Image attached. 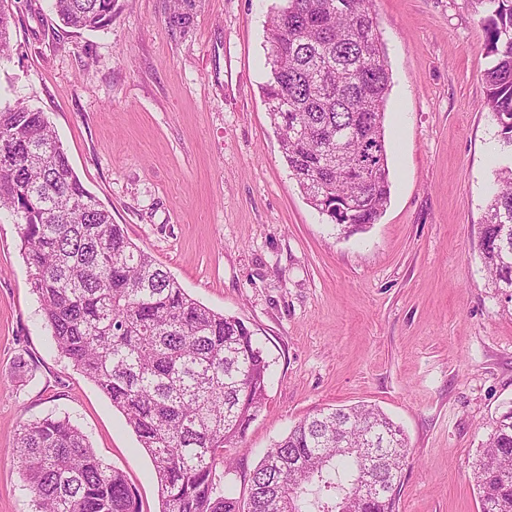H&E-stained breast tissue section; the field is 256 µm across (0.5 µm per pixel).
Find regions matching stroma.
<instances>
[{
    "instance_id": "35a3bbf8",
    "label": "stroma",
    "mask_w": 512,
    "mask_h": 512,
    "mask_svg": "<svg viewBox=\"0 0 512 512\" xmlns=\"http://www.w3.org/2000/svg\"><path fill=\"white\" fill-rule=\"evenodd\" d=\"M277 0H117L111 24H61L8 0L0 98L45 112L86 189L201 304L237 317L270 362L233 497L266 448L328 406L365 403L404 431L398 512H481L471 463L512 411V304L477 249L492 170L512 163L484 105L490 63L471 0H374L392 74L390 199L350 236L305 199L263 96ZM17 226L0 215V512H31L13 459L22 422L69 414L140 512L150 457L111 400L51 347Z\"/></svg>"
}]
</instances>
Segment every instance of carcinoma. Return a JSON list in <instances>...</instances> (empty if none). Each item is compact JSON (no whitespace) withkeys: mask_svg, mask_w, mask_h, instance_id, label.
Returning a JSON list of instances; mask_svg holds the SVG:
<instances>
[{"mask_svg":"<svg viewBox=\"0 0 512 512\" xmlns=\"http://www.w3.org/2000/svg\"><path fill=\"white\" fill-rule=\"evenodd\" d=\"M117 0H53L75 29L112 21ZM485 31V105L512 147V0H472ZM263 94L306 200L344 233L364 232L390 195L384 117L391 75L372 0H281L267 25ZM10 13L0 6V62ZM15 217L52 346L120 410L150 457L160 512H396L408 445L364 404L299 421L250 472L249 497L217 468L245 437L270 363L250 329L192 299L73 171L45 113L0 103V210ZM488 282L512 291V166L494 170L478 240ZM16 463L34 512H139L68 417L20 426ZM481 512H512V411L472 463Z\"/></svg>","mask_w":512,"mask_h":512,"instance_id":"obj_1","label":"carcinoma"}]
</instances>
